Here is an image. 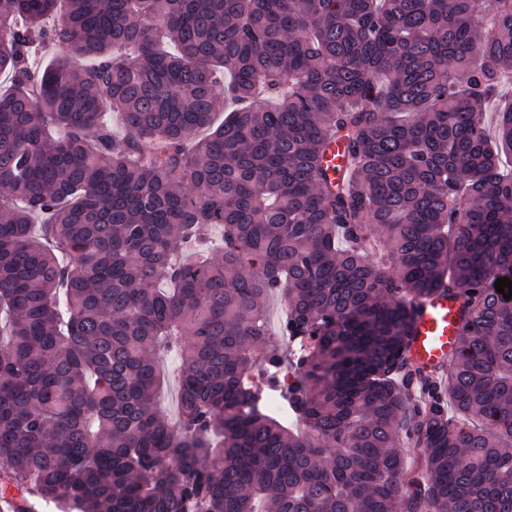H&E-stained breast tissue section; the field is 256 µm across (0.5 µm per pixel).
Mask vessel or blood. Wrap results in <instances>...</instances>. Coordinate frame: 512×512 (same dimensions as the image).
I'll return each mask as SVG.
<instances>
[{"mask_svg":"<svg viewBox=\"0 0 512 512\" xmlns=\"http://www.w3.org/2000/svg\"><path fill=\"white\" fill-rule=\"evenodd\" d=\"M410 323V355L424 370L444 366L461 343L458 301L435 293L415 303Z\"/></svg>","mask_w":512,"mask_h":512,"instance_id":"vessel-or-blood-1","label":"vessel or blood"}]
</instances>
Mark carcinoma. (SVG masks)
<instances>
[{"instance_id":"obj_1","label":"carcinoma","mask_w":512,"mask_h":512,"mask_svg":"<svg viewBox=\"0 0 512 512\" xmlns=\"http://www.w3.org/2000/svg\"><path fill=\"white\" fill-rule=\"evenodd\" d=\"M511 73L512 0H0V480L63 512H512ZM437 292L463 339L432 373ZM283 367L286 418L249 382ZM415 307L410 323V355L426 371L441 368L463 338L459 302L434 293L417 300Z\"/></svg>"}]
</instances>
